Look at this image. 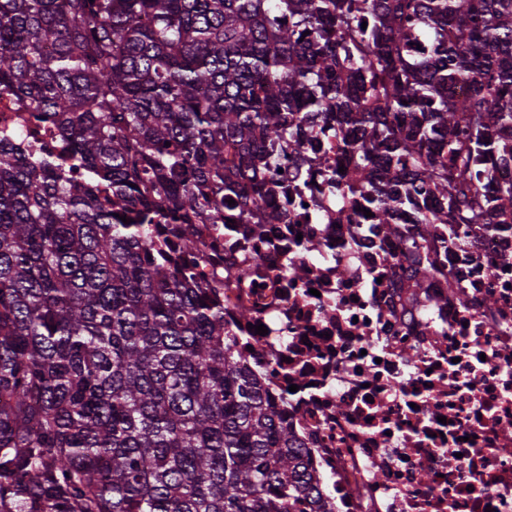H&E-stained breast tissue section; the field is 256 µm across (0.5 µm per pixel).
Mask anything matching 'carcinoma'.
I'll use <instances>...</instances> for the list:
<instances>
[{
  "mask_svg": "<svg viewBox=\"0 0 512 512\" xmlns=\"http://www.w3.org/2000/svg\"><path fill=\"white\" fill-rule=\"evenodd\" d=\"M2 92L65 148L0 140V512H329L195 225L284 222L333 131L412 287L433 234L511 229L512 0H0Z\"/></svg>",
  "mask_w": 512,
  "mask_h": 512,
  "instance_id": "cac0c4a2",
  "label": "carcinoma"
}]
</instances>
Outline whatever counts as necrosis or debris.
Wrapping results in <instances>:
<instances>
[{"label": "necrosis or debris", "mask_w": 512, "mask_h": 512, "mask_svg": "<svg viewBox=\"0 0 512 512\" xmlns=\"http://www.w3.org/2000/svg\"><path fill=\"white\" fill-rule=\"evenodd\" d=\"M5 137L59 149L27 102L0 94ZM279 167L287 222L198 225L197 271L219 280L224 326L284 402L331 512H512V234L475 225L461 247L431 243L446 272L414 291L401 243L372 244L365 216L337 219L315 166Z\"/></svg>", "instance_id": "4bbe7bcc"}]
</instances>
